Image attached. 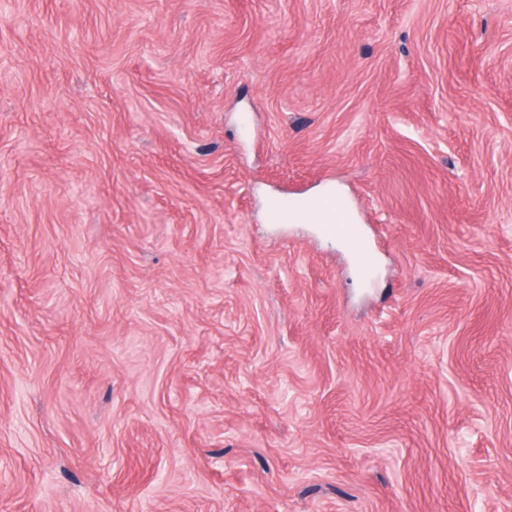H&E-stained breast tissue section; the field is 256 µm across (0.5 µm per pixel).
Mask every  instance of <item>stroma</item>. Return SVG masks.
<instances>
[{"label":"stroma","instance_id":"35a3bbf8","mask_svg":"<svg viewBox=\"0 0 512 512\" xmlns=\"http://www.w3.org/2000/svg\"><path fill=\"white\" fill-rule=\"evenodd\" d=\"M0 512H512V0H0ZM312 206L319 214V230L329 237L340 239L350 246L351 252L360 273L367 276L371 273L373 263V247L369 240L351 224L350 216L339 205L335 197H326L316 200Z\"/></svg>","mask_w":512,"mask_h":512}]
</instances>
